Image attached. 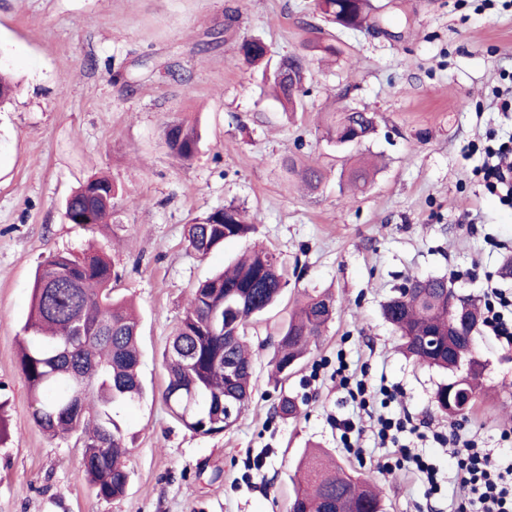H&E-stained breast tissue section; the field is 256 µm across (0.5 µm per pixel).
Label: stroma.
<instances>
[{
  "mask_svg": "<svg viewBox=\"0 0 512 512\" xmlns=\"http://www.w3.org/2000/svg\"><path fill=\"white\" fill-rule=\"evenodd\" d=\"M382 28L340 29L315 0H0V71L19 90L0 111V512H288L297 459L328 449L356 476L372 477L385 512H448L455 468L448 448L415 451L439 471L427 495L419 478L384 468L387 449L364 429L359 451L344 448L336 422L356 410L336 368L397 386L399 407L495 454L512 429V348L485 332L481 402L448 420L433 404L442 372L398 347L383 304L413 278L443 277L483 305L496 287L512 293V208L486 195L471 144L512 136L495 107L512 73V10L478 0H371ZM320 27L341 55L313 65L305 109L287 117L264 91L256 67L237 55L261 39L273 58L310 50ZM373 113L376 129L358 147L377 159L365 192L340 180L342 154L326 135L329 113ZM197 121L202 141L188 163L164 142L166 127ZM322 168L314 191L283 161ZM120 184L110 224L68 223L62 202L91 177ZM234 203L257 229L207 256L191 251L186 224ZM275 253L287 273L281 300L248 326L257 352L252 400L237 425L215 436L182 427L161 398L164 355L199 282L248 248ZM118 274L116 296L140 320L142 377L149 393L120 418L134 436L125 495L99 499L81 471L74 439L44 434L17 367L35 271L50 254L88 246ZM327 293L336 315L318 346L282 384L269 378L278 331L303 294ZM297 416L282 415V399ZM263 458L261 469L245 463Z\"/></svg>",
  "mask_w": 512,
  "mask_h": 512,
  "instance_id": "1",
  "label": "stroma"
}]
</instances>
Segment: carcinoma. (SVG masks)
<instances>
[{
	"mask_svg": "<svg viewBox=\"0 0 512 512\" xmlns=\"http://www.w3.org/2000/svg\"><path fill=\"white\" fill-rule=\"evenodd\" d=\"M369 0H316L320 15L341 29H356L368 21ZM238 54L251 65L262 66L268 84L283 111L302 108L301 93L313 59L307 54L279 62L251 40ZM374 118L359 112H342L326 134L338 146H356L373 130ZM166 143L183 161L199 150L195 123L178 121L168 127ZM288 172H298L309 190L324 179L314 166L297 167L285 161ZM347 185L363 190L372 180V167L356 161L342 169ZM121 187L111 178L88 179L63 204L73 224L89 212L91 225L112 218L113 200ZM256 224L229 204L188 225V247L206 256L228 239L243 238ZM114 273L100 255L78 257L57 252L37 269L31 306L19 341V369L32 395L33 417L46 434L57 437L80 433L81 467L96 495L113 500L125 495L130 472L128 432L119 409L139 403L146 395L140 377L139 323L126 304L112 296ZM287 286L277 256L257 249L220 274L198 285L184 317L169 341L166 354L167 383L162 398L173 416L188 431L210 436L232 429L250 399L254 358L246 341L251 318L264 313ZM409 291L389 299L382 308L394 328L400 349L418 362L447 373L434 392L437 409L452 419L463 403L474 407L484 365L476 354L474 327L478 307L467 312L448 306V280L416 278ZM335 312L334 300L307 296L281 328L272 361V378L288 377L317 342ZM224 319L223 329L211 319ZM297 488L289 512H384L382 497L368 477L347 472L328 451L303 452L296 469Z\"/></svg>",
	"mask_w": 512,
	"mask_h": 512,
	"instance_id": "obj_1",
	"label": "carcinoma"
}]
</instances>
